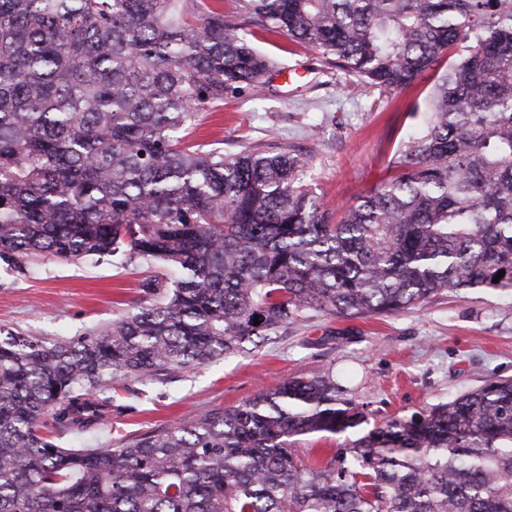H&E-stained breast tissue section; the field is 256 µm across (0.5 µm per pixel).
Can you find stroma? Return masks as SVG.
<instances>
[{
	"mask_svg": "<svg viewBox=\"0 0 512 512\" xmlns=\"http://www.w3.org/2000/svg\"><path fill=\"white\" fill-rule=\"evenodd\" d=\"M244 24V37L277 72L261 97L225 93L221 111L200 115L193 138L222 143L228 154L289 149L308 156L312 186L328 208L365 196L419 128L423 101L447 58L412 86L390 90L357 81L318 50ZM166 273L160 263L120 255L44 259L20 272L0 263V326L46 341L80 336L136 311L147 299L146 283ZM322 369L335 372L373 424L448 402L484 379L512 377V296L458 291L390 316L304 319L274 344L168 380L119 381L112 418L88 445L119 448Z\"/></svg>",
	"mask_w": 512,
	"mask_h": 512,
	"instance_id": "1",
	"label": "stroma"
}]
</instances>
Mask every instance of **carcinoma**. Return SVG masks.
<instances>
[{"instance_id":"1","label":"carcinoma","mask_w":512,"mask_h":512,"mask_svg":"<svg viewBox=\"0 0 512 512\" xmlns=\"http://www.w3.org/2000/svg\"><path fill=\"white\" fill-rule=\"evenodd\" d=\"M242 10L391 90L453 56L394 173L337 217L308 157L186 140L275 67L222 0H0V261L121 254L172 274L77 338L0 327V512H512V378L353 437L365 408L322 370L122 448L54 442L104 424L118 380L162 382L309 312L512 295V0ZM319 433L344 441L313 461L300 437Z\"/></svg>"}]
</instances>
